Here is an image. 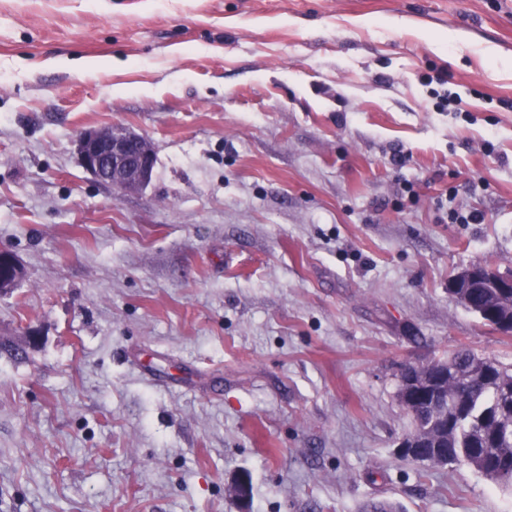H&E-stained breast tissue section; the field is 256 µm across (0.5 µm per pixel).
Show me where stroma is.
I'll return each instance as SVG.
<instances>
[{
  "mask_svg": "<svg viewBox=\"0 0 512 512\" xmlns=\"http://www.w3.org/2000/svg\"><path fill=\"white\" fill-rule=\"evenodd\" d=\"M0 250V512H512L396 454L401 365L512 366L448 294L512 272V0H0ZM79 164L98 183L122 193L142 190L151 180L154 149L145 136L120 128L86 129L76 139ZM22 276V270L14 256L0 251V291L13 288Z\"/></svg>",
  "mask_w": 512,
  "mask_h": 512,
  "instance_id": "stroma-1",
  "label": "stroma"
}]
</instances>
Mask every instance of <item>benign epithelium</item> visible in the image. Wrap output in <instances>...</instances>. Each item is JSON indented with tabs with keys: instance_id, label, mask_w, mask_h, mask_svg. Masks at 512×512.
<instances>
[{
	"instance_id": "benign-epithelium-1",
	"label": "benign epithelium",
	"mask_w": 512,
	"mask_h": 512,
	"mask_svg": "<svg viewBox=\"0 0 512 512\" xmlns=\"http://www.w3.org/2000/svg\"><path fill=\"white\" fill-rule=\"evenodd\" d=\"M76 152L79 164L96 182L122 193L138 192L152 178L155 161L152 143L136 132L112 126L86 129L76 139ZM21 276V267L14 256L0 251V291L14 287ZM467 288H485L512 295V273L487 275L480 267L470 265L458 271L448 283V292L456 299L463 298ZM435 375L436 370L430 367L409 373L398 391V404L408 410L416 392L433 389L443 393L447 387L443 383L445 379L457 386L463 385L458 377L448 375L445 368L442 379Z\"/></svg>"
}]
</instances>
